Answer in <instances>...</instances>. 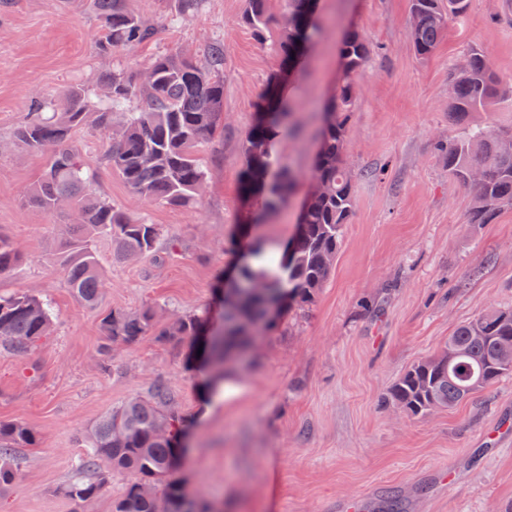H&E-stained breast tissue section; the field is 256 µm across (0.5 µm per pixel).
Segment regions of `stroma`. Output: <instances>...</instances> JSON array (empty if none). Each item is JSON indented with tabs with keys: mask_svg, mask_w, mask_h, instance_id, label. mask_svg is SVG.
<instances>
[{
	"mask_svg": "<svg viewBox=\"0 0 512 512\" xmlns=\"http://www.w3.org/2000/svg\"><path fill=\"white\" fill-rule=\"evenodd\" d=\"M128 5L159 28L156 41L126 58L129 67L170 48L196 56L206 43L223 42L224 128L202 150L208 181L190 207L144 202L104 162L103 134L77 131L97 194L165 234L163 255L122 263L101 241L105 286L87 305L63 283L66 216L23 202L46 156L12 136L31 91L51 99L82 83L100 93L96 6L0 0V238L28 257L0 277V291H30L56 314L50 335L26 352L0 347V421L37 435L16 451L21 476L0 490V512H77L61 488L81 474V436L160 380L192 423L177 476L220 512H345L354 500L373 512L388 487L402 490L409 512H512V374L424 416L389 399L398 379L437 354L457 326L512 308V207L474 223L472 190L449 176L436 149L458 132L449 80L469 47H482L497 72L512 77V23L503 19L512 0H472L466 19L449 20L424 59L411 42L409 0H318L325 34L287 72L241 23L245 0H204L198 15L179 22L177 0ZM352 30L374 51L347 122L355 206L314 302L256 336L225 377L222 397L204 396L206 370L188 365L186 344L149 336L104 354L101 319L113 309L152 305L163 321L205 311L211 329L221 328L219 291L247 213L240 144L279 72L281 96L302 129L281 137L280 159L303 180L290 204L249 237L284 251L336 88L338 43Z\"/></svg>",
	"mask_w": 512,
	"mask_h": 512,
	"instance_id": "35a3bbf8",
	"label": "stroma"
}]
</instances>
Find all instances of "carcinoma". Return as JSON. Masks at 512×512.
Segmentation results:
<instances>
[{
    "mask_svg": "<svg viewBox=\"0 0 512 512\" xmlns=\"http://www.w3.org/2000/svg\"><path fill=\"white\" fill-rule=\"evenodd\" d=\"M204 0H177V19L197 15ZM284 22L271 30L268 0H247L240 21L262 45L271 44L281 62L293 64L309 43L322 34L314 17V0H283ZM472 0H410L414 18L410 35L415 52L427 57L448 28V18L464 19ZM101 20L97 50L111 63L103 75V93L93 105L88 88L75 85L53 100L35 92L29 117L14 131L15 141L32 150L51 152L38 182L26 201L49 213L76 211L66 242L68 256L64 283L82 302L92 305L103 288L96 244L112 241L113 257H156L162 230L142 216L127 213L93 193V177L84 164L74 133L88 119L106 137L104 157L127 188L147 203L189 206L197 202L208 179L199 148L210 143L224 126V44L207 43L197 59L171 49L152 58L140 74H132L116 58L134 53L152 42L158 28L129 9L128 0H96ZM342 72L330 111L323 113L319 149L312 176L323 191L309 198L299 214V232L291 254H278L258 244L251 246L252 263L243 265V278L263 286L246 292L224 315L220 342H205L202 354L213 362L216 380H224V352L247 348L253 332L268 326L267 309L304 308L322 288L338 251L344 224L355 197L347 167L345 143L349 112L355 105V78L369 62L372 49L361 34L352 32L340 42ZM451 99L459 116L512 100V78L495 71L487 54L473 48L451 74ZM138 103L131 109L132 103ZM291 109L267 101L246 134L241 150L246 161L243 195L257 202L249 221L264 222L289 203L299 174L278 162V141L290 129ZM448 160V172L474 190V218L482 222L504 206H512V128L472 126L462 135L438 143ZM24 260L0 238V275ZM53 324L50 305L24 290L0 293V346L25 350L49 335ZM206 314L171 318L156 331V309L147 305L129 313L112 310L102 318L103 351L130 345L158 334L163 339L194 343L206 330ZM512 341V310H494L460 325L448 344L433 358L415 364L390 393L392 403L411 416L437 407L452 408L484 386L512 372L505 362ZM165 421L173 429L168 438L156 434ZM188 425L172 406L168 387L156 383L149 397L135 398L107 413L81 438L87 449L80 469L87 478L64 488L71 501L86 506L109 492L112 476L127 478L112 512H154L151 498L141 494L150 485L168 501L169 512H210L191 497L173 477L177 435ZM34 431L20 422H0V489L17 482L20 467L14 449L34 444ZM385 512H405L394 487L383 491Z\"/></svg>",
    "mask_w": 512,
    "mask_h": 512,
    "instance_id": "carcinoma-1",
    "label": "carcinoma"
}]
</instances>
